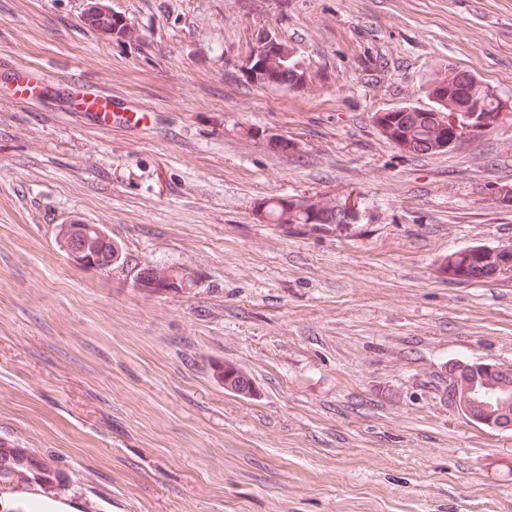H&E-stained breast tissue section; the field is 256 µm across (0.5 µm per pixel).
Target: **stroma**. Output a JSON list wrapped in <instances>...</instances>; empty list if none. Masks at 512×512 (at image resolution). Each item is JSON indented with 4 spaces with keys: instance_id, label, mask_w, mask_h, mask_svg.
I'll return each mask as SVG.
<instances>
[{
    "instance_id": "stroma-1",
    "label": "stroma",
    "mask_w": 512,
    "mask_h": 512,
    "mask_svg": "<svg viewBox=\"0 0 512 512\" xmlns=\"http://www.w3.org/2000/svg\"><path fill=\"white\" fill-rule=\"evenodd\" d=\"M0 0V444L62 471L81 512H512V430L448 400L452 362L512 366V280L451 283L512 245V116L413 156L373 112L456 70L512 96V0ZM310 63L248 84L259 29ZM35 70L47 90L22 93ZM106 92L145 128L76 105ZM270 135L304 146L269 152ZM356 198V232L289 233L261 200ZM128 262L75 265L69 216ZM187 267L193 288L135 280ZM235 365L252 392L213 376ZM440 270L456 282H487L512 276V246H467L448 252ZM171 266L146 265L140 269L137 285L140 288H151L150 284H161L175 273Z\"/></svg>"
}]
</instances>
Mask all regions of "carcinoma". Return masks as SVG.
Returning <instances> with one entry per match:
<instances>
[{"instance_id": "cac0c4a2", "label": "carcinoma", "mask_w": 512, "mask_h": 512, "mask_svg": "<svg viewBox=\"0 0 512 512\" xmlns=\"http://www.w3.org/2000/svg\"><path fill=\"white\" fill-rule=\"evenodd\" d=\"M112 30L119 38L133 39L134 33L118 15L112 14L98 24ZM254 47L258 54L254 63L241 65L248 82L258 88L286 90L306 89L313 85L316 73L287 43L269 33L257 32ZM432 105L421 108L396 105L373 114V121L386 139L399 149L414 154H430L453 148L465 141L475 130L497 124L512 113V100L486 86L471 73L451 71L444 78L432 80L426 90ZM465 121L455 128L450 117ZM265 147L284 155H300L299 142L294 138L269 137ZM262 222L275 224L301 234L342 233L355 229L360 210L347 206V199L279 197L258 206ZM88 251L95 252L101 266L112 268L110 244L106 234L87 237ZM440 270L456 282H487L512 276V246H467L448 253ZM175 268L146 265L140 269L137 285L148 288L171 278ZM213 375L231 387H250L242 373L230 364L214 367ZM448 398L459 404L470 416H495L499 419L512 414V369L459 370V379L449 380ZM0 483L38 484L46 489H66L60 469L26 448L0 445Z\"/></svg>"}]
</instances>
